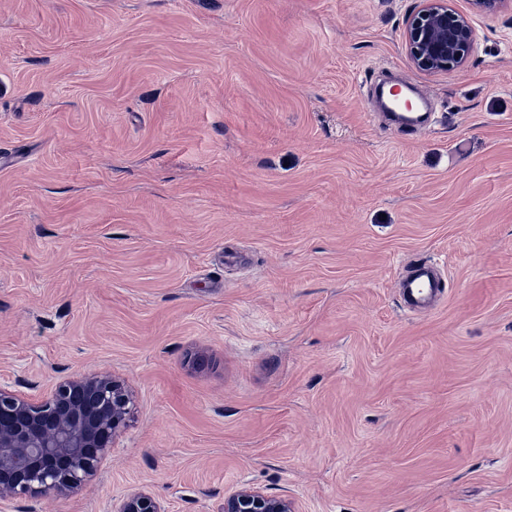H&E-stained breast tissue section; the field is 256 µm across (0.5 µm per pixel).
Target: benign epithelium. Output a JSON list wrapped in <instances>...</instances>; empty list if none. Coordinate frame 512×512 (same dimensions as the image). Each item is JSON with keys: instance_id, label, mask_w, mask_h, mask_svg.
Returning a JSON list of instances; mask_svg holds the SVG:
<instances>
[{"instance_id": "1", "label": "benign epithelium", "mask_w": 512, "mask_h": 512, "mask_svg": "<svg viewBox=\"0 0 512 512\" xmlns=\"http://www.w3.org/2000/svg\"><path fill=\"white\" fill-rule=\"evenodd\" d=\"M474 43L468 15L453 0H420L407 18L405 48L418 70L460 68ZM0 386V501L64 495L92 476L127 425L132 399L110 372L63 379L45 392ZM114 512H166L152 493L127 494ZM222 512H295L286 496L243 487L224 497Z\"/></svg>"}]
</instances>
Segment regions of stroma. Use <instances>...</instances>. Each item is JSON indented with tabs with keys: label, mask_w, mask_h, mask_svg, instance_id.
Listing matches in <instances>:
<instances>
[{
	"label": "stroma",
	"mask_w": 512,
	"mask_h": 512,
	"mask_svg": "<svg viewBox=\"0 0 512 512\" xmlns=\"http://www.w3.org/2000/svg\"><path fill=\"white\" fill-rule=\"evenodd\" d=\"M454 4L426 74L418 0H0V385L133 399L39 512H512V10ZM407 18L405 48L418 70L434 74L460 68L469 59L474 43L467 14L453 0H420ZM443 292L442 277L432 263L419 262L411 266L399 281L400 296L410 310L428 309ZM220 511L224 512H296L288 496L268 495L260 490L243 487L225 496ZM113 512H166L152 493L138 490L127 494Z\"/></svg>",
	"instance_id": "1"
}]
</instances>
